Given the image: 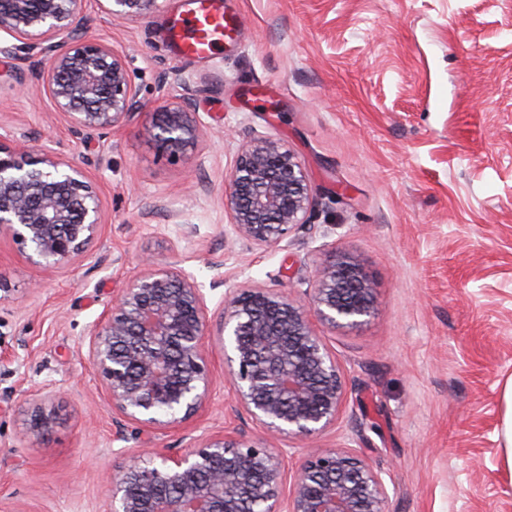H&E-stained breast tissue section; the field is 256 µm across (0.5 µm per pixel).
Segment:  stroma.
Wrapping results in <instances>:
<instances>
[{"label":"stroma","mask_w":512,"mask_h":512,"mask_svg":"<svg viewBox=\"0 0 512 512\" xmlns=\"http://www.w3.org/2000/svg\"><path fill=\"white\" fill-rule=\"evenodd\" d=\"M184 4L121 19L88 0L91 35L124 55L146 111L85 138L42 82L19 93L26 50L0 34V134L82 167L102 210L92 257L61 268L0 234V504L105 512L109 475L139 449L178 454L224 432L278 447L236 404L212 336L211 392L190 420L159 431L113 412L89 330L144 257L191 274L214 323L227 293L302 299L321 266L346 259L374 310L320 328L346 396L318 445L367 456L389 512H512V0H224L244 35L196 62L167 37ZM163 79L192 95L203 128L176 159L148 132ZM260 136L288 145L314 192L280 249L238 239L224 206L242 144ZM38 409L52 417L44 435L29 426Z\"/></svg>","instance_id":"stroma-1"}]
</instances>
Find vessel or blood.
Returning a JSON list of instances; mask_svg holds the SVG:
<instances>
[{"label": "vessel or blood", "mask_w": 512, "mask_h": 512, "mask_svg": "<svg viewBox=\"0 0 512 512\" xmlns=\"http://www.w3.org/2000/svg\"><path fill=\"white\" fill-rule=\"evenodd\" d=\"M237 36L236 18L226 13L221 0H192L168 28L169 39L186 60L207 58Z\"/></svg>", "instance_id": "1"}]
</instances>
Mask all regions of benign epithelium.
Wrapping results in <instances>:
<instances>
[{
	"label": "benign epithelium",
	"mask_w": 512,
	"mask_h": 512,
	"mask_svg": "<svg viewBox=\"0 0 512 512\" xmlns=\"http://www.w3.org/2000/svg\"><path fill=\"white\" fill-rule=\"evenodd\" d=\"M117 18H145L158 0H108ZM86 0H0V32L41 56L37 76L76 135L102 133L142 109L124 57L88 35ZM150 113L157 151L194 149L202 127L182 95ZM313 193L288 145L257 137L240 148L225 191L235 235L278 247L306 223ZM101 204L83 169L33 137L0 136V231L39 267L60 268L92 255ZM373 288L354 264L319 269L305 300L272 288L225 295L219 336L224 370L238 403L265 431L314 440L336 424L345 385L318 325L353 327L372 313ZM205 296L192 275L147 264L129 280L91 331L89 359L112 410L151 429L178 426L206 403L211 378ZM283 448L226 435L191 437L180 454L149 450L110 476L107 512H388L386 487L369 459L342 448H311L288 497L281 496Z\"/></svg>",
	"instance_id": "1"
}]
</instances>
